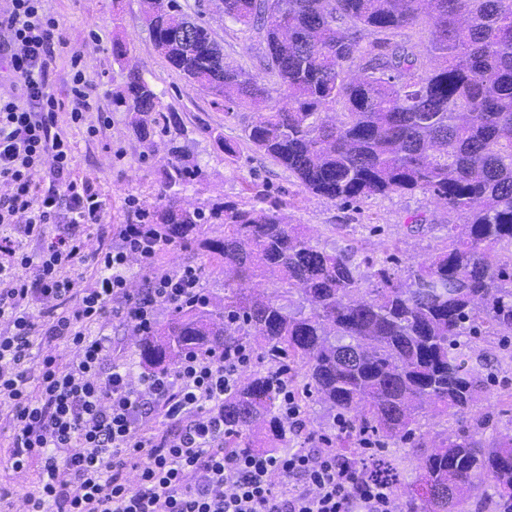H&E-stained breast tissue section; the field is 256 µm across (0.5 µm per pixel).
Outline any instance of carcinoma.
<instances>
[{
    "label": "carcinoma",
    "mask_w": 512,
    "mask_h": 512,
    "mask_svg": "<svg viewBox=\"0 0 512 512\" xmlns=\"http://www.w3.org/2000/svg\"><path fill=\"white\" fill-rule=\"evenodd\" d=\"M155 51L189 83L229 111L260 110L243 139L293 174L307 192L354 203L421 189L458 214L436 254L413 263L408 280L382 266L363 275L346 253L312 245L278 207L216 204L188 208L179 187L200 175L169 140V191L156 214L168 243L191 246L224 269V303L175 311L139 343L141 363L159 367L189 350L256 342L273 363L290 361L331 415L409 443L420 479L408 512H470L473 495L512 506V433L489 439L482 424L452 431L431 447L417 433L430 405L459 417L484 381L469 364L463 336L512 334V0H224V18L256 30L266 44V81L225 61L224 48L178 0H144ZM425 16L421 56L387 42L362 45L366 30L394 31ZM365 63L356 79L347 68ZM141 136L158 126L180 130L175 115L129 71L114 100ZM342 106V119L329 111ZM214 224L224 226L211 237ZM279 274L274 296L254 294L265 273ZM309 308L294 304V294ZM279 392L269 374L252 372L224 399L232 447L285 441ZM367 476L396 489L400 472L386 457Z\"/></svg>",
    "instance_id": "1"
}]
</instances>
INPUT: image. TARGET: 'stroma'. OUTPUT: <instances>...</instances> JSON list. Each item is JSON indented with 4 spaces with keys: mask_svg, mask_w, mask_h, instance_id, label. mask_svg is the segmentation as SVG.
I'll return each mask as SVG.
<instances>
[{
    "mask_svg": "<svg viewBox=\"0 0 512 512\" xmlns=\"http://www.w3.org/2000/svg\"><path fill=\"white\" fill-rule=\"evenodd\" d=\"M179 2L210 28L223 45L227 62L260 72L264 43L255 30L225 21L217 0ZM47 8L58 20L65 41L49 66L53 94L61 105H68L75 55L96 84L88 112L96 136L63 122L58 125L74 144L75 174L93 181L106 204L103 224L88 233L87 252L96 251L119 225L133 221L128 198H138L152 211L163 203L168 138L158 131L140 137L130 113L113 103L133 67L141 69L154 86L159 111L178 117L184 129L179 142L186 160L203 171L182 191L180 201L185 206L224 201L280 206L292 223L308 230L314 245L353 254L364 273L375 266H388L397 280L407 278L411 260L440 249L448 238L449 225L459 223V216L419 189L352 205L304 191L291 173L242 142V128L256 120L255 111L214 106L210 95L181 78L158 56L143 21L142 0H48ZM118 42L128 49L120 62L112 55ZM228 141L238 145L235 157L224 153ZM467 351L485 389L466 417L449 419L422 410L420 429L430 440L473 426L479 419L486 422V434L512 431V415L498 403L500 394L512 393V335L468 340Z\"/></svg>",
    "mask_w": 512,
    "mask_h": 512,
    "instance_id": "1",
    "label": "stroma"
}]
</instances>
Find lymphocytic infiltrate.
<instances>
[{"mask_svg":"<svg viewBox=\"0 0 512 512\" xmlns=\"http://www.w3.org/2000/svg\"><path fill=\"white\" fill-rule=\"evenodd\" d=\"M43 2L0 0V404L10 408L12 468L38 469L33 491L0 488V501L10 512H394L392 488L365 473L380 441L360 431L362 452L347 458L334 448L346 418L329 433L306 431L284 369L270 370L279 412L305 447L232 448L224 399L256 358L250 344L190 352L136 381L117 359L112 323L151 335L158 305L205 302L202 271L158 267L165 242L133 197L135 223L86 253L105 203L75 176L72 143L57 129L48 70L62 38ZM133 259L146 282L135 296ZM81 265L92 275L79 288L70 272ZM38 339L65 355L43 356L32 383Z\"/></svg>","mask_w":512,"mask_h":512,"instance_id":"f902f5d3","label":"lymphocytic infiltrate"}]
</instances>
